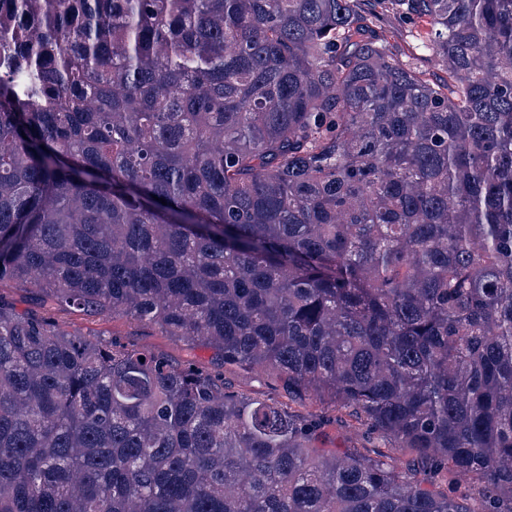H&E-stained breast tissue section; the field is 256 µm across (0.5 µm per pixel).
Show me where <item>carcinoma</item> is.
<instances>
[{
	"mask_svg": "<svg viewBox=\"0 0 512 512\" xmlns=\"http://www.w3.org/2000/svg\"><path fill=\"white\" fill-rule=\"evenodd\" d=\"M11 284L0 512H512V0H0ZM50 313L58 324L70 331L102 334L110 338L113 334L124 342H134L142 348L162 353L178 366L190 364L199 370H217L211 350L205 347L191 349L174 337L163 336L154 326L126 317H116L113 320L112 317H87L69 308L53 309ZM224 382L231 391L244 392L260 399L276 397L279 400H286L278 383L265 374L229 368L224 370ZM318 414L323 416L326 432V439L324 441L325 448H336L337 446L355 447L359 448L362 452L370 456H376L378 451H388L393 458V463L399 468L400 471L413 478L414 480H421L424 476L419 471L415 470L414 467L410 466V457L405 452H400L394 448H383L388 447L387 442H383L380 439L371 437L370 439L355 438L347 424L343 419L340 418L339 414L335 411L333 404L325 403L318 405L316 408ZM384 443L386 445H384ZM382 447V448H381Z\"/></svg>",
	"mask_w": 512,
	"mask_h": 512,
	"instance_id": "carcinoma-1",
	"label": "carcinoma"
}]
</instances>
